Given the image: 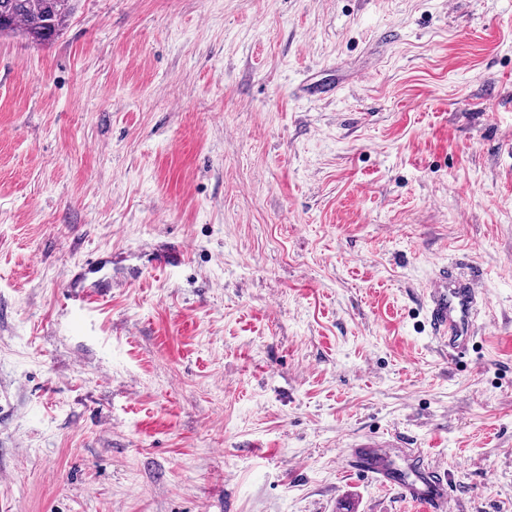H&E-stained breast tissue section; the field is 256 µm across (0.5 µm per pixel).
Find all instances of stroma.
I'll return each mask as SVG.
<instances>
[{
  "label": "stroma",
  "mask_w": 512,
  "mask_h": 512,
  "mask_svg": "<svg viewBox=\"0 0 512 512\" xmlns=\"http://www.w3.org/2000/svg\"><path fill=\"white\" fill-rule=\"evenodd\" d=\"M449 263L486 298L459 362ZM372 436L512 512V0H80L0 36V512H423L346 470ZM108 264H112V258L108 259L102 254H98L86 264L84 273L72 274L67 284L70 299L80 304H86L90 299L99 298L109 293L110 288H112V282L110 280H92L89 278L91 270L105 267ZM440 279L441 287L432 291L431 323L436 336L448 345V355L462 357L469 349L479 289L475 278H459L449 268L440 270Z\"/></svg>",
  "instance_id": "1"
}]
</instances>
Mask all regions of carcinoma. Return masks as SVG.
Here are the masks:
<instances>
[{
	"label": "carcinoma",
	"instance_id": "cac0c4a2",
	"mask_svg": "<svg viewBox=\"0 0 512 512\" xmlns=\"http://www.w3.org/2000/svg\"><path fill=\"white\" fill-rule=\"evenodd\" d=\"M79 0H0V36L20 35L42 45L62 34Z\"/></svg>",
	"mask_w": 512,
	"mask_h": 512
}]
</instances>
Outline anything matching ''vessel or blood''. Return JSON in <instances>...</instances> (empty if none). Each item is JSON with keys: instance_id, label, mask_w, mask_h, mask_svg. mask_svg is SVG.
Returning <instances> with one entry per match:
<instances>
[{"instance_id": "b4317fda", "label": "vessel or blood", "mask_w": 512, "mask_h": 512, "mask_svg": "<svg viewBox=\"0 0 512 512\" xmlns=\"http://www.w3.org/2000/svg\"><path fill=\"white\" fill-rule=\"evenodd\" d=\"M108 263L107 257L99 255L87 263L85 272L72 274L68 280L70 298L84 304L109 293L110 280L89 277L90 271ZM440 279L441 287L432 291L431 323L436 336L447 344L449 356L461 357L469 349L479 290L475 279L459 278L449 269L441 272ZM394 457L392 444L369 439L347 449L344 462L353 472L397 488L406 501L427 505L430 512H449L451 496L445 473L423 464L416 454L408 458V468L403 471L396 467Z\"/></svg>"}]
</instances>
